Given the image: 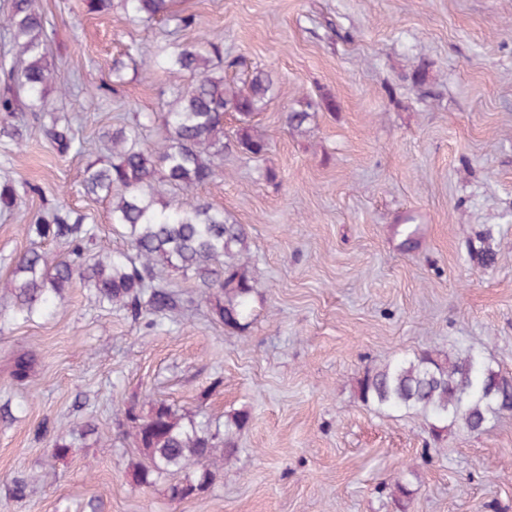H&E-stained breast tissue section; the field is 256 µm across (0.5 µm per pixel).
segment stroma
I'll use <instances>...</instances> for the list:
<instances>
[{"label": "stroma", "mask_w": 512, "mask_h": 512, "mask_svg": "<svg viewBox=\"0 0 512 512\" xmlns=\"http://www.w3.org/2000/svg\"><path fill=\"white\" fill-rule=\"evenodd\" d=\"M37 5L51 55L69 61L55 81L76 87L48 97L88 149L59 155L30 117L19 139L0 134V181L33 187L0 215V512H512V415L436 434L358 391L365 371L430 348L468 346L512 373V0H176L196 18L178 40H220L239 60L227 83L257 67L282 89L255 118L265 157L226 152L223 179L198 191L250 227L256 290L237 330L206 306L151 327L77 283L51 313L11 319L21 227L59 193L93 218L89 253L123 250L81 173L104 131L162 112L178 82L142 69L165 24ZM325 94L336 110L319 109ZM306 102L303 131L287 128ZM401 224L418 226L415 249ZM25 351L37 365L19 384ZM155 399L199 421L251 414L231 462L182 501L134 483L140 455L117 427V412L148 415ZM88 422L96 434L56 459V439ZM17 474L34 479L23 499L3 490ZM399 475L415 490L400 507Z\"/></svg>", "instance_id": "obj_1"}]
</instances>
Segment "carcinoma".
<instances>
[{"instance_id": "obj_1", "label": "carcinoma", "mask_w": 512, "mask_h": 512, "mask_svg": "<svg viewBox=\"0 0 512 512\" xmlns=\"http://www.w3.org/2000/svg\"><path fill=\"white\" fill-rule=\"evenodd\" d=\"M87 10L101 13L121 9L130 21L160 20L172 33L190 29L195 19L173 10L174 0H84ZM0 27L12 38L15 56L1 62L5 92L0 113L10 116L25 108L44 121L43 131L60 154L81 146L71 121L60 123L47 97L56 64L49 61L48 21L36 0H9L0 14ZM146 70H164L189 80L179 86L167 110L158 115L162 138L144 143L141 130L153 116H135L132 125L105 132L111 154L87 162L80 187L84 194L110 204L111 224L121 231L127 250L90 255L86 245L97 226L65 196L54 207L24 225L32 247L13 264L8 285L13 298L12 318L27 321L59 304L67 288L78 280L102 307H116L137 321L145 315L161 325L189 303L160 278L173 269L200 281L199 298H224L216 313L230 329L248 325L255 280L249 228L230 220L224 209L203 201L196 191L224 176V115L236 113L234 147L261 157L267 138L258 133L254 118L277 91L272 76L254 69L241 88L224 83V69L237 65L224 57V44L212 40H166L145 62ZM311 104L285 113L294 131L310 118ZM165 183L182 195L175 205L157 197L156 184ZM21 203L16 182H0V212L12 213ZM52 241L63 250L54 253L40 244ZM33 369L27 355L14 359L12 377L22 383ZM360 397L384 411L412 412L434 431L459 426L475 433L506 412L512 413V373L487 365L471 349L448 354L423 351L367 370L359 380ZM130 434L143 460L133 464L132 478L151 487L158 480L178 476L167 486L172 500H183L205 489L212 467L234 454V431L244 428L246 411L228 417L224 426L209 418L184 422L169 404L152 402L147 417L126 412ZM30 482L14 476L9 496H27Z\"/></svg>"}]
</instances>
